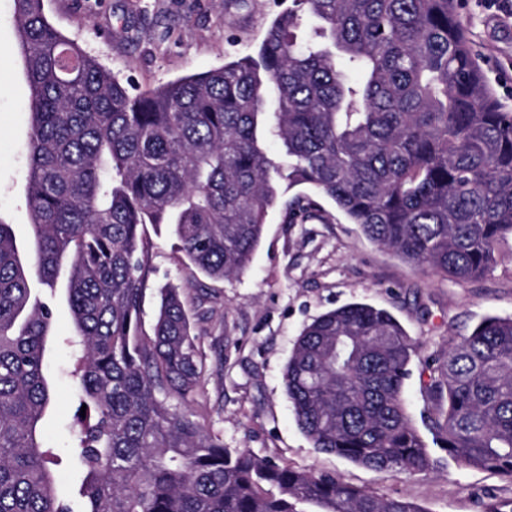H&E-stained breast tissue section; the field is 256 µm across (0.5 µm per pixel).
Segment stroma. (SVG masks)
Listing matches in <instances>:
<instances>
[{"label": "stroma", "instance_id": "35a3bbf8", "mask_svg": "<svg viewBox=\"0 0 512 512\" xmlns=\"http://www.w3.org/2000/svg\"><path fill=\"white\" fill-rule=\"evenodd\" d=\"M290 0H45L52 24L126 87L145 91L220 67L256 52L275 16ZM462 24L493 89L512 106V14L498 0H460ZM30 90L16 38L13 0H0V220L20 245L31 227L26 210ZM153 246L143 324L151 326L157 291L185 290L196 315L203 355L204 400L225 447L246 448L312 474H326L384 497L405 496L427 512H485L512 501V479L458 465L433 442L428 417L436 408L428 387L435 361L487 316H512V236L496 246L497 263L478 278L449 280L418 271L372 244L335 203L308 185L296 186L270 210L250 268L211 280L187 266L168 225L148 224ZM207 302H199L201 292ZM351 303L390 312L417 339L404 396L413 425L428 444L433 470L415 475L355 465L313 448L299 429L283 384V370L303 326ZM71 314L57 295L48 369L56 404L44 421L60 457L58 485L76 495L77 466L69 457L78 401L67 338Z\"/></svg>", "mask_w": 512, "mask_h": 512}]
</instances>
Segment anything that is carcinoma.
<instances>
[{
	"instance_id": "carcinoma-1",
	"label": "carcinoma",
	"mask_w": 512,
	"mask_h": 512,
	"mask_svg": "<svg viewBox=\"0 0 512 512\" xmlns=\"http://www.w3.org/2000/svg\"><path fill=\"white\" fill-rule=\"evenodd\" d=\"M459 0H291L254 55L129 92L14 0L31 89L25 251L0 221V512H74L43 420L54 292L66 275L83 512H426L226 448L193 407L203 373L182 288L143 328L152 245L168 224L190 265L247 270L279 189L310 185L369 240L444 278H476L512 234V111L460 23ZM317 20L300 33L302 17ZM277 141L282 153L266 145ZM418 348L355 303L301 330L283 373L313 447L358 465L432 468L404 399ZM430 418L458 463L512 479V317L448 348Z\"/></svg>"
}]
</instances>
